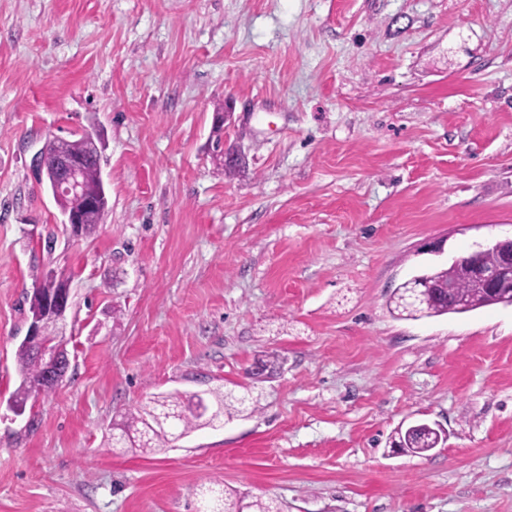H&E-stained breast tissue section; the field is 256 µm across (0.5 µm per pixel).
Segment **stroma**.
I'll use <instances>...</instances> for the list:
<instances>
[{
  "mask_svg": "<svg viewBox=\"0 0 512 512\" xmlns=\"http://www.w3.org/2000/svg\"><path fill=\"white\" fill-rule=\"evenodd\" d=\"M98 128L109 211L72 241L32 165ZM511 236L512 0H0V512H512V306L386 307ZM50 269L70 369L18 415ZM217 387L259 410L113 447ZM417 421L438 447L392 448ZM213 402L217 405L215 411L216 415L212 414L202 420L205 416L207 407L204 406V412L193 414L191 411L186 414L184 406H189V402L194 397L189 399L184 398L181 394H168L158 396L152 401L151 404L140 406L133 410H128L123 416L121 423H116L113 430L118 429V435L112 434V441L115 443L129 442L131 448H153L156 441H168V431L166 428L169 426L165 422V417L168 413L177 412V423L182 427L184 433H189L195 429L208 426L210 423L219 419L221 416L227 415L232 417V405L226 403V396L224 392L219 389L211 392ZM115 436V437H114ZM281 509V505L274 500L256 499L246 502L245 497L232 500L224 496V512H282Z\"/></svg>",
  "mask_w": 512,
  "mask_h": 512,
  "instance_id": "obj_1",
  "label": "stroma"
}]
</instances>
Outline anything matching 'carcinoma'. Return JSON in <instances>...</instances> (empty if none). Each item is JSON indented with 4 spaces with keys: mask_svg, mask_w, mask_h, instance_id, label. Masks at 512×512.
I'll return each instance as SVG.
<instances>
[{
    "mask_svg": "<svg viewBox=\"0 0 512 512\" xmlns=\"http://www.w3.org/2000/svg\"><path fill=\"white\" fill-rule=\"evenodd\" d=\"M105 142L101 134L85 133L74 140L52 139L40 149L45 168L54 170L56 161L61 157H75L82 166V176L86 187L97 197L96 208L82 217V236L89 238L95 234L99 224L103 223L109 208L108 194L101 173V160ZM468 261L462 259L448 267H441L423 273V278L432 290L420 299L414 307L408 304L409 287L402 283L396 287L389 300V311L397 319L419 320L447 314L470 312L492 305V300L482 286L466 272ZM58 327L53 320H46L39 336H34L19 344L16 350V362L20 375V384L13 394L14 403L24 406L28 400L42 393L54 391L55 385L49 383L44 375L43 364L36 356L40 348L57 338ZM217 405L215 414L185 413L188 399L181 394H168L152 399L151 404L128 410L120 423L114 428L120 433L112 438L116 443H129L133 448H150L156 442L168 441V425L165 417L168 413H178L177 423L182 431L189 433L205 427L222 416H232L226 403V396L220 390L211 392ZM437 444L436 433L426 427L409 431H398L396 445L412 453L424 454ZM224 512H282L281 505L274 501L256 499L246 500L224 498Z\"/></svg>",
    "mask_w": 512,
    "mask_h": 512,
    "instance_id": "1",
    "label": "carcinoma"
}]
</instances>
